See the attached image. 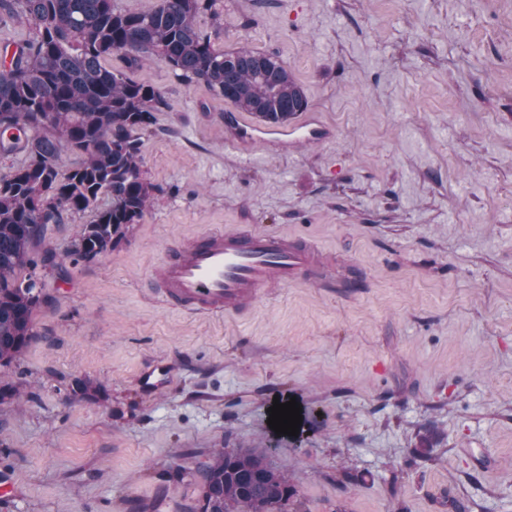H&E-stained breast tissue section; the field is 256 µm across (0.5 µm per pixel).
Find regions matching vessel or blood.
Instances as JSON below:
<instances>
[{
  "label": "vessel or blood",
  "mask_w": 512,
  "mask_h": 512,
  "mask_svg": "<svg viewBox=\"0 0 512 512\" xmlns=\"http://www.w3.org/2000/svg\"><path fill=\"white\" fill-rule=\"evenodd\" d=\"M226 131L238 144L265 142L284 150L327 139L330 129L317 114L277 130L253 126L240 113L225 117ZM335 266L331 256L303 238L269 232L212 230L168 254L151 272L153 292L166 305L208 317L240 314L267 288L307 279L326 280Z\"/></svg>",
  "instance_id": "1"
}]
</instances>
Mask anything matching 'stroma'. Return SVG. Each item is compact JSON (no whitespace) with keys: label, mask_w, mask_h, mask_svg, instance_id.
I'll return each instance as SVG.
<instances>
[{"label":"stroma","mask_w":512,"mask_h":512,"mask_svg":"<svg viewBox=\"0 0 512 512\" xmlns=\"http://www.w3.org/2000/svg\"><path fill=\"white\" fill-rule=\"evenodd\" d=\"M215 9L214 45L277 56L333 135L289 156L234 146L233 104L113 55L170 104L143 137L159 191L111 253L45 279L54 305L0 371L18 391L0 400V512H187L214 449L261 447L304 512H512V0ZM219 227L305 238L366 285L299 282L223 318L154 298L162 257ZM158 363L171 379L144 392ZM280 395L298 435L267 424Z\"/></svg>","instance_id":"1"}]
</instances>
